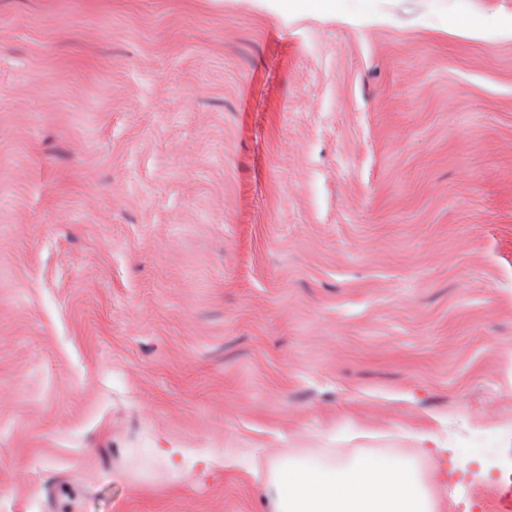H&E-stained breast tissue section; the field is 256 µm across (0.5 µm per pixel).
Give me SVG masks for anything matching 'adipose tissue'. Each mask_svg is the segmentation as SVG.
Returning <instances> with one entry per match:
<instances>
[{
    "label": "adipose tissue",
    "instance_id": "ef3b65f1",
    "mask_svg": "<svg viewBox=\"0 0 512 512\" xmlns=\"http://www.w3.org/2000/svg\"><path fill=\"white\" fill-rule=\"evenodd\" d=\"M264 493L270 512H435L412 461L375 455L331 468L266 460Z\"/></svg>",
    "mask_w": 512,
    "mask_h": 512
}]
</instances>
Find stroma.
Listing matches in <instances>:
<instances>
[{
    "label": "stroma",
    "instance_id": "stroma-1",
    "mask_svg": "<svg viewBox=\"0 0 512 512\" xmlns=\"http://www.w3.org/2000/svg\"><path fill=\"white\" fill-rule=\"evenodd\" d=\"M361 453L504 512L512 0H0V512Z\"/></svg>",
    "mask_w": 512,
    "mask_h": 512
}]
</instances>
